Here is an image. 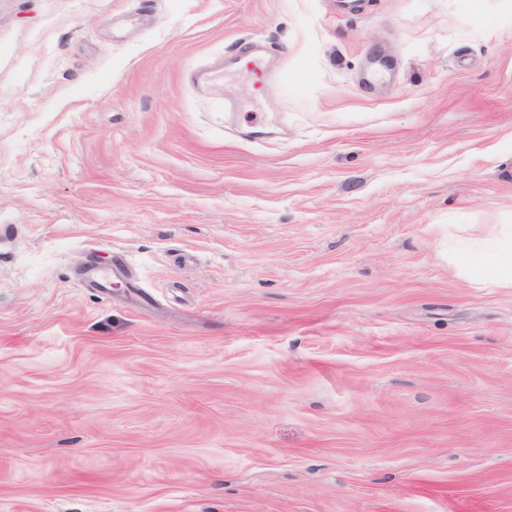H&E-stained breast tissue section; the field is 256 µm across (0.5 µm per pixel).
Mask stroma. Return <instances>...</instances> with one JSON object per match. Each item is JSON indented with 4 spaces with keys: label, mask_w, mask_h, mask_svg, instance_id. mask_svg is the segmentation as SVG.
Instances as JSON below:
<instances>
[{
    "label": "stroma",
    "mask_w": 512,
    "mask_h": 512,
    "mask_svg": "<svg viewBox=\"0 0 512 512\" xmlns=\"http://www.w3.org/2000/svg\"><path fill=\"white\" fill-rule=\"evenodd\" d=\"M500 224L512 0H0V512H512ZM497 240L486 245L480 243L469 247L474 253V262L464 264L463 272L472 281L481 283L486 278L495 279L501 286L512 287V230L511 225Z\"/></svg>",
    "instance_id": "35a3bbf8"
}]
</instances>
